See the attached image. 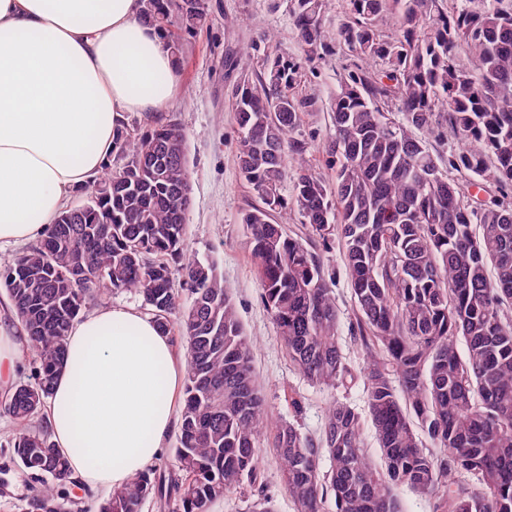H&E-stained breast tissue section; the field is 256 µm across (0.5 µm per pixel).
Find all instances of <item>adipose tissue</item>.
<instances>
[{"label":"adipose tissue","instance_id":"1","mask_svg":"<svg viewBox=\"0 0 512 512\" xmlns=\"http://www.w3.org/2000/svg\"><path fill=\"white\" fill-rule=\"evenodd\" d=\"M143 0H0V243L41 238L112 155L130 116L165 110L178 64ZM184 363L135 307L73 322L46 407L84 492L117 489L163 454Z\"/></svg>","mask_w":512,"mask_h":512}]
</instances>
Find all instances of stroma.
Instances as JSON below:
<instances>
[{
  "label": "stroma",
  "mask_w": 512,
  "mask_h": 512,
  "mask_svg": "<svg viewBox=\"0 0 512 512\" xmlns=\"http://www.w3.org/2000/svg\"><path fill=\"white\" fill-rule=\"evenodd\" d=\"M208 27L187 38L177 93L169 106L187 137L192 189L187 243L199 260L214 261L224 276L247 336L255 341L254 369L274 418L296 420L303 432L319 434L335 390L310 385L290 365L245 247L241 218L254 196L235 164L237 129L227 88L261 69L260 55L247 50L263 33L276 36L275 53L295 56L288 0H206ZM336 270L340 342L353 371L363 366L353 301L338 245L319 248ZM35 485L9 454L0 453V512H23Z\"/></svg>",
  "instance_id": "1"
}]
</instances>
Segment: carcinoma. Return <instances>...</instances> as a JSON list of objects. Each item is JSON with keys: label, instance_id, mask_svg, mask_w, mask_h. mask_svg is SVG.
<instances>
[{"label": "carcinoma", "instance_id": "cac0c4a2", "mask_svg": "<svg viewBox=\"0 0 512 512\" xmlns=\"http://www.w3.org/2000/svg\"><path fill=\"white\" fill-rule=\"evenodd\" d=\"M290 0L301 59L264 54L230 89L235 162L258 199L242 216L261 298L288 360L309 382L346 387L329 270L312 243L338 240L354 307L367 412L342 401L318 436L273 423L253 370V342L213 261L186 258L192 205L185 135L175 118H131L80 208L0 266L33 354L31 378L0 399L22 423L3 450L35 475L24 512H83L41 414L65 358L68 329L103 291L141 296L185 349L174 464L151 466L98 512H140L149 499L177 512L211 505L259 479L272 449L296 512H402L397 489L435 498L436 512H512V206L469 188L512 189V0ZM168 34L208 25L205 0H145ZM392 21L393 36L381 34ZM340 51L348 63L326 112L328 136L303 131L316 100L299 93L305 64ZM468 148L444 156L448 137ZM322 154L328 174L306 160ZM293 180V195L281 194ZM305 226L288 234L278 215ZM190 306L182 309L183 294ZM464 342L465 351L458 343ZM370 422L382 468L365 449ZM481 488L471 491L465 477Z\"/></svg>", "mask_w": 512, "mask_h": 512}]
</instances>
